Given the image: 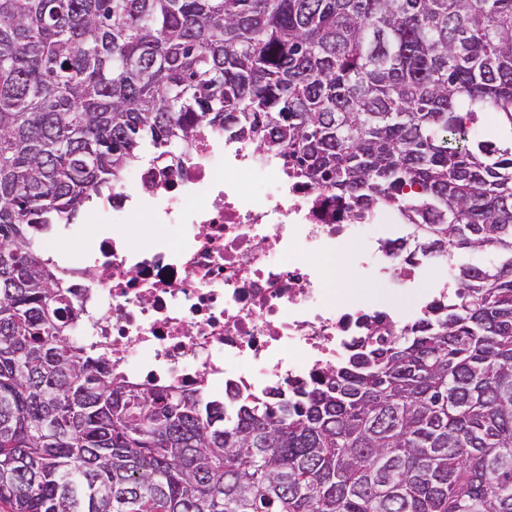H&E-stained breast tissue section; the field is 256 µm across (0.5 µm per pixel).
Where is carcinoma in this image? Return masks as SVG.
Wrapping results in <instances>:
<instances>
[{
  "label": "carcinoma",
  "instance_id": "1",
  "mask_svg": "<svg viewBox=\"0 0 512 512\" xmlns=\"http://www.w3.org/2000/svg\"><path fill=\"white\" fill-rule=\"evenodd\" d=\"M204 128L498 259L313 387L135 385L32 240ZM0 508L512 512V0H0Z\"/></svg>",
  "mask_w": 512,
  "mask_h": 512
}]
</instances>
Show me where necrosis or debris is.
Wrapping results in <instances>:
<instances>
[{
  "label": "necrosis or debris",
  "instance_id": "obj_1",
  "mask_svg": "<svg viewBox=\"0 0 512 512\" xmlns=\"http://www.w3.org/2000/svg\"><path fill=\"white\" fill-rule=\"evenodd\" d=\"M172 234L145 250L125 238L130 218ZM107 232L86 260L61 270L78 315L69 339L114 372L157 388L236 391L306 382L342 361L366 320L397 318L392 300L415 276L398 215L351 220L333 193L288 177L248 140L198 133L182 160L123 173L103 199ZM361 241L353 263L380 288L356 306L325 298L313 263Z\"/></svg>",
  "mask_w": 512,
  "mask_h": 512
}]
</instances>
